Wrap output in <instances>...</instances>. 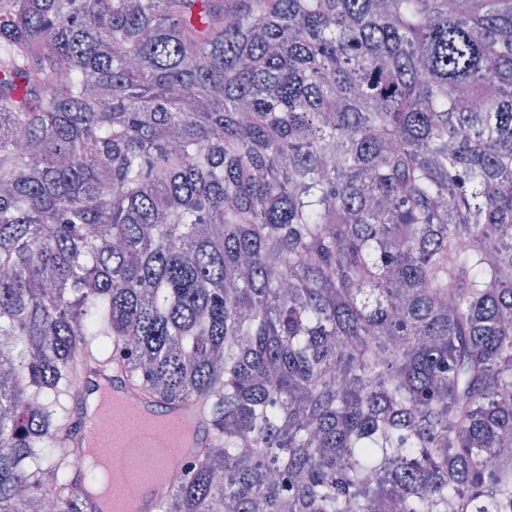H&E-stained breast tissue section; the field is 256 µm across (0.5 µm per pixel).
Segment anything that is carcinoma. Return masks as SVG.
<instances>
[{
	"label": "carcinoma",
	"mask_w": 512,
	"mask_h": 512,
	"mask_svg": "<svg viewBox=\"0 0 512 512\" xmlns=\"http://www.w3.org/2000/svg\"><path fill=\"white\" fill-rule=\"evenodd\" d=\"M100 336L161 512H512V0H0V512ZM79 387V430L66 440V444L80 464H84L86 451L93 448L112 465V469L125 471L126 468H136L144 471L152 466V461L145 456L128 458L126 448L133 444L155 448L156 466L161 469L154 477V484L159 486L165 476L161 462L168 457L159 448H174L170 457L177 461V465L170 470V484L176 477L182 476L183 479L184 469L193 459L197 448L210 442L204 409L197 403L147 398L128 375L116 371L111 374L93 366H83ZM125 408L130 411L126 413ZM157 419L165 420L166 425L157 423ZM178 426L186 428L191 434L175 439L172 432ZM131 434L135 440L129 442Z\"/></svg>",
	"instance_id": "obj_1"
}]
</instances>
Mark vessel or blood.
I'll use <instances>...</instances> for the list:
<instances>
[{
  "label": "vessel or blood",
  "instance_id": "b4317fda",
  "mask_svg": "<svg viewBox=\"0 0 512 512\" xmlns=\"http://www.w3.org/2000/svg\"><path fill=\"white\" fill-rule=\"evenodd\" d=\"M79 387V430L67 440L76 461H83L92 448L114 469L144 471L151 467V460L128 457L129 446L168 448L176 461L174 472L180 477L197 449L210 441L199 404L145 397L124 373L86 366L81 370ZM83 507L85 512H160L157 497L146 481L113 486L108 499L88 500Z\"/></svg>",
  "mask_w": 512,
  "mask_h": 512
}]
</instances>
